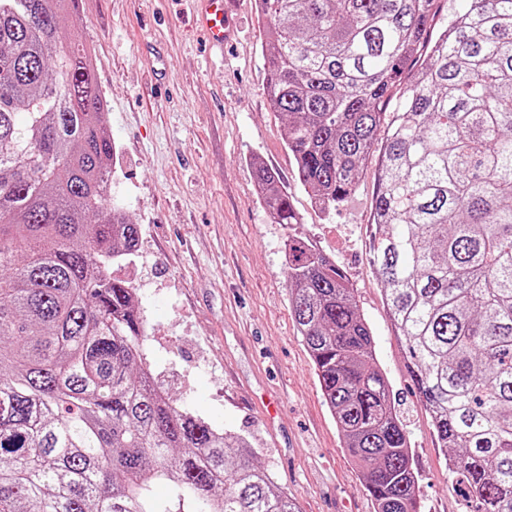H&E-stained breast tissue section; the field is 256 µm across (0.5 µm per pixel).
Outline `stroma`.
I'll use <instances>...</instances> for the list:
<instances>
[{"instance_id": "35a3bbf8", "label": "stroma", "mask_w": 512, "mask_h": 512, "mask_svg": "<svg viewBox=\"0 0 512 512\" xmlns=\"http://www.w3.org/2000/svg\"><path fill=\"white\" fill-rule=\"evenodd\" d=\"M61 23L92 49L117 152L112 201L141 228L138 253L112 274L137 288L155 383L246 436L301 512H373L288 308L284 242L311 237L371 327L422 476L420 512H465L369 262L375 163L339 209L314 206L284 146L286 120L269 107L254 0H232L220 49L190 0H78ZM255 158L287 183L301 223H272ZM270 397L273 416L263 410Z\"/></svg>"}]
</instances>
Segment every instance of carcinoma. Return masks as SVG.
<instances>
[{"label": "carcinoma", "mask_w": 512, "mask_h": 512, "mask_svg": "<svg viewBox=\"0 0 512 512\" xmlns=\"http://www.w3.org/2000/svg\"><path fill=\"white\" fill-rule=\"evenodd\" d=\"M256 0L271 109L323 212L377 140L370 263L468 512H512V0ZM75 0H0V512H301L248 441L181 410L112 262L114 144ZM275 224H299L254 160ZM288 304L374 512H419L409 435L344 272L284 243ZM164 485L169 496L154 497Z\"/></svg>", "instance_id": "1"}]
</instances>
